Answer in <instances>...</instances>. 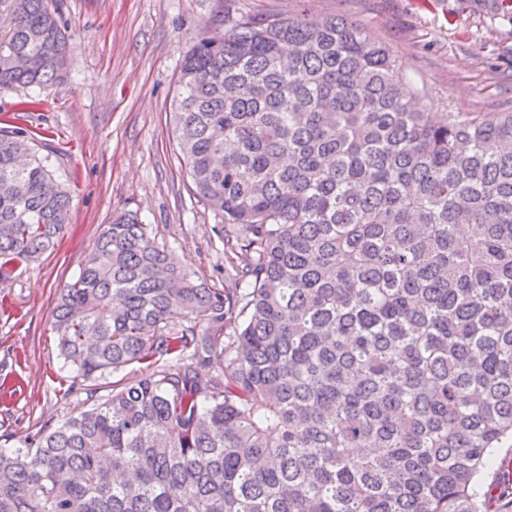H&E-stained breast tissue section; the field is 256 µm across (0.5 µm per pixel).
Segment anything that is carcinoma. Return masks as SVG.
<instances>
[{
    "label": "carcinoma",
    "instance_id": "obj_1",
    "mask_svg": "<svg viewBox=\"0 0 512 512\" xmlns=\"http://www.w3.org/2000/svg\"><path fill=\"white\" fill-rule=\"evenodd\" d=\"M0 7V91L60 81L53 0ZM224 27L171 112L224 287L136 212L103 225L53 308L59 355L75 386L144 368L0 448V512H498L481 480L512 441V110L414 108L389 45L344 16ZM71 203L35 137L0 127V280Z\"/></svg>",
    "mask_w": 512,
    "mask_h": 512
}]
</instances>
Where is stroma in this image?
<instances>
[{"instance_id":"1","label":"stroma","mask_w":512,"mask_h":512,"mask_svg":"<svg viewBox=\"0 0 512 512\" xmlns=\"http://www.w3.org/2000/svg\"><path fill=\"white\" fill-rule=\"evenodd\" d=\"M73 35L63 84L0 91V122L23 100L39 104L21 125L45 139L42 154L64 170L73 197L54 249L0 281V448H21L45 429L104 401L115 382L137 377L133 363L85 388L68 390L52 309L78 275L104 224L132 210L171 261L209 287L224 285V241L197 201L169 123L180 63L198 39L223 33L225 14L296 11L337 14L395 51L411 92L439 112L512 108V23L472 0H56Z\"/></svg>"}]
</instances>
